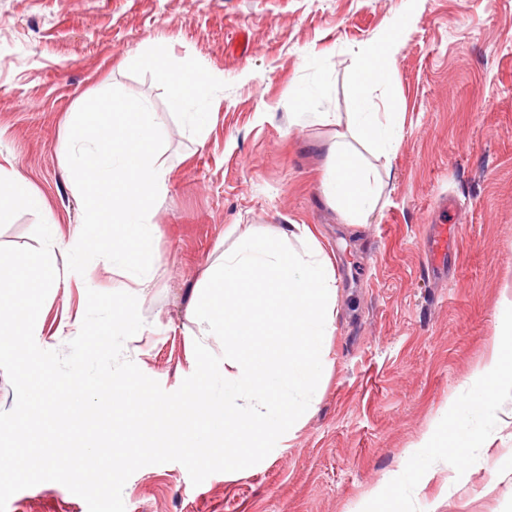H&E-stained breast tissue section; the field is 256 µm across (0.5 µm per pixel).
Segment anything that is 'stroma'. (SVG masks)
<instances>
[{"label": "stroma", "instance_id": "stroma-1", "mask_svg": "<svg viewBox=\"0 0 512 512\" xmlns=\"http://www.w3.org/2000/svg\"><path fill=\"white\" fill-rule=\"evenodd\" d=\"M400 33L372 111L396 103L401 146L385 159L351 133L359 47ZM217 75L196 105L206 140L172 111L154 68ZM147 101L162 131L167 191L153 217L154 286L139 298L143 335L125 358L168 392L190 375L189 307L204 269L233 241L307 224L337 278L332 366L287 447L192 485L179 463L137 470L126 512H512V389L491 407L467 395L512 328V0H0V169L44 201L0 227V246L38 247V219L80 222L61 146L81 97L108 88ZM310 93L307 114L295 93ZM344 135L375 171L379 206L346 223L321 192ZM463 226L439 277L424 242L443 199ZM89 288L49 292L38 344L65 350L63 311L128 280L94 264ZM469 431L464 456L448 437ZM6 512H88L56 482L14 494Z\"/></svg>", "mask_w": 512, "mask_h": 512}]
</instances>
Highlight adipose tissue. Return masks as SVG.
Here are the masks:
<instances>
[{
    "label": "adipose tissue",
    "mask_w": 512,
    "mask_h": 512,
    "mask_svg": "<svg viewBox=\"0 0 512 512\" xmlns=\"http://www.w3.org/2000/svg\"><path fill=\"white\" fill-rule=\"evenodd\" d=\"M398 40L371 44L359 52L361 70L351 84V95L358 103L359 112L353 113L351 122L357 137L376 143L385 156L392 158L400 144L399 128L392 118H381L379 113L367 111V94L371 84L385 75V62L398 49ZM138 63L154 67L169 85L172 105L185 112L198 137H205L210 115L193 111V104L204 97L214 78L209 74L169 66L161 55L144 53ZM330 154L334 160L330 175L323 182V193L328 203L339 209L354 224L368 223L376 209L380 189L372 187L370 177L355 156L343 149L341 143H333ZM512 387V341L496 345L490 357L486 375L477 383L474 401L491 406L503 387Z\"/></svg>",
    "instance_id": "adipose-tissue-1"
}]
</instances>
